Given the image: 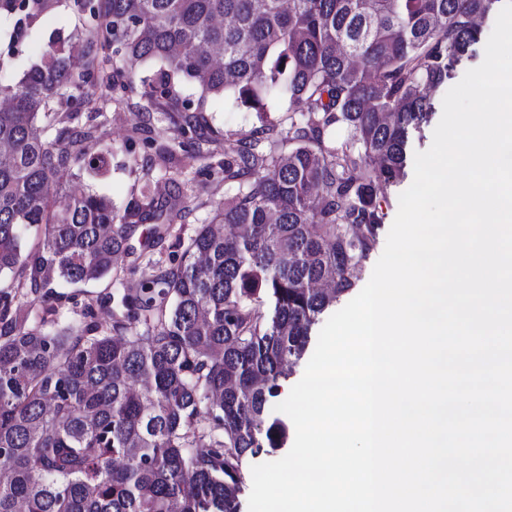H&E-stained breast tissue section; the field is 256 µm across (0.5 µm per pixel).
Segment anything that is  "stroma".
<instances>
[{
  "label": "stroma",
  "instance_id": "obj_1",
  "mask_svg": "<svg viewBox=\"0 0 512 512\" xmlns=\"http://www.w3.org/2000/svg\"><path fill=\"white\" fill-rule=\"evenodd\" d=\"M76 18L73 0H63L58 10L46 17L41 26L32 29L15 49L9 46L12 24L1 21L0 70L17 74L38 62L41 48L47 45L54 32L70 33ZM140 104V98L133 96L118 109L79 115L78 125L95 127L103 142L111 145L112 152L104 173L81 174L71 188L75 191L91 189L111 198L118 209L124 210L140 202L146 183L165 182L183 218L174 224L171 237L155 247L153 257L170 264L180 254L178 239L193 235L207 221L211 210L231 193L224 182V161L233 155V134L245 133L270 122L286 123L288 115L284 103L277 100L270 102L268 111L258 113L234 107L220 98L211 99L203 118L212 142L202 146L200 154L195 155L181 149L183 137L162 109L146 112L141 110ZM162 144L169 146L173 153L165 170L158 167L156 157V150ZM138 279V274L124 271L98 282H54V291L62 296L57 304L60 322H79L89 307L95 310L100 321H109L112 295L133 287Z\"/></svg>",
  "mask_w": 512,
  "mask_h": 512
}]
</instances>
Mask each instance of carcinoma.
Listing matches in <instances>:
<instances>
[{
	"label": "carcinoma",
	"instance_id": "carcinoma-1",
	"mask_svg": "<svg viewBox=\"0 0 512 512\" xmlns=\"http://www.w3.org/2000/svg\"><path fill=\"white\" fill-rule=\"evenodd\" d=\"M499 0H76L78 24L41 62L0 75V512H239L244 462L281 447L271 413L313 326L357 288L376 248L378 198L405 174L433 95L476 53ZM60 0H0L10 47ZM112 50V73L100 51ZM137 63L159 65L137 80ZM195 83L198 100L179 96ZM203 112L206 96L268 111L288 128L237 135L224 161L235 194L165 266L155 247L181 218L144 187L120 211L70 193L109 146L63 124L112 92ZM348 134L338 139L336 129ZM226 224L229 236L212 228ZM37 229L30 242L25 229ZM140 271L102 323L59 324L52 284Z\"/></svg>",
	"mask_w": 512,
	"mask_h": 512
}]
</instances>
